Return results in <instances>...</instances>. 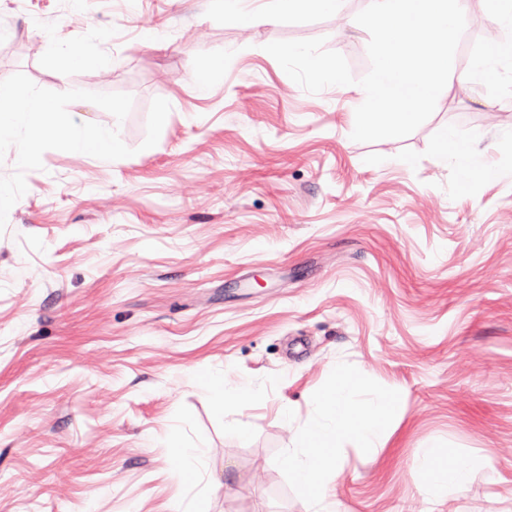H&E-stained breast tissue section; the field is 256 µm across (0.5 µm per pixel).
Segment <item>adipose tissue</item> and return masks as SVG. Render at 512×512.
<instances>
[{
	"mask_svg": "<svg viewBox=\"0 0 512 512\" xmlns=\"http://www.w3.org/2000/svg\"><path fill=\"white\" fill-rule=\"evenodd\" d=\"M273 2V10L261 14L251 9L247 0H224V18L235 24L256 26L290 16L304 7L318 13L335 11L343 0ZM365 385L363 378L337 369L334 385L315 399L317 420L285 456L284 465L307 512H320L325 482L340 464L342 446L357 440L373 444L387 427L395 398L390 394L363 398ZM421 467L431 478V495L437 498L465 491L479 470L477 463L458 456L453 448L436 444L424 449Z\"/></svg>",
	"mask_w": 512,
	"mask_h": 512,
	"instance_id": "obj_1",
	"label": "adipose tissue"
}]
</instances>
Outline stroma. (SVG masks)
I'll return each instance as SVG.
<instances>
[{
  "mask_svg": "<svg viewBox=\"0 0 512 512\" xmlns=\"http://www.w3.org/2000/svg\"><path fill=\"white\" fill-rule=\"evenodd\" d=\"M368 3L246 27L223 0H0V80L130 94L135 150L46 151L0 234V512H305L282 460L340 367L398 402L345 444L330 506L512 512V98L457 81L408 136L353 141L362 88L307 93L265 46L324 38L356 81ZM465 17L458 73L504 35ZM447 126L483 175L438 154ZM204 373L261 394L217 408ZM173 438L209 449L192 479ZM434 442L481 464L459 497L426 493Z\"/></svg>",
  "mask_w": 512,
  "mask_h": 512,
  "instance_id": "35a3bbf8",
  "label": "stroma"
}]
</instances>
